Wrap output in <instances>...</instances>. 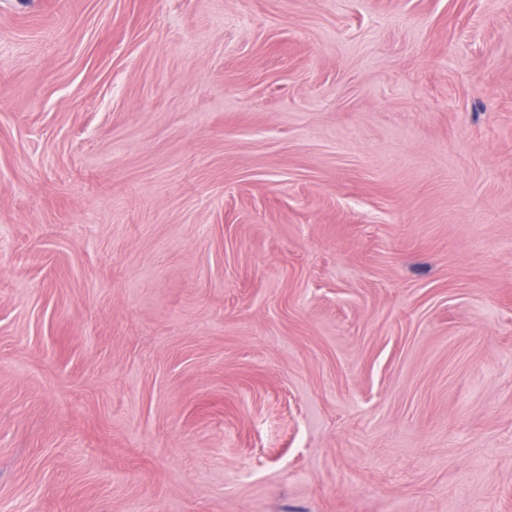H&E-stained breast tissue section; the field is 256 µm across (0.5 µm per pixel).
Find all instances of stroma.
Here are the masks:
<instances>
[{
  "instance_id": "1",
  "label": "stroma",
  "mask_w": 512,
  "mask_h": 512,
  "mask_svg": "<svg viewBox=\"0 0 512 512\" xmlns=\"http://www.w3.org/2000/svg\"><path fill=\"white\" fill-rule=\"evenodd\" d=\"M0 512H512V0H0Z\"/></svg>"
}]
</instances>
